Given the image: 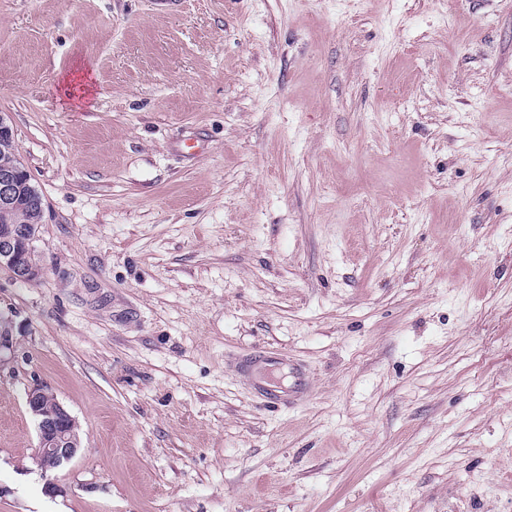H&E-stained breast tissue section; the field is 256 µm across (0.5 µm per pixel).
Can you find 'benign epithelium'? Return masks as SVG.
Instances as JSON below:
<instances>
[{"label":"benign epithelium","mask_w":512,"mask_h":512,"mask_svg":"<svg viewBox=\"0 0 512 512\" xmlns=\"http://www.w3.org/2000/svg\"><path fill=\"white\" fill-rule=\"evenodd\" d=\"M18 199L10 184L0 186V210H12ZM37 229L36 224H9L0 229V268H7L22 282L36 280L41 272L33 249ZM26 407L37 427L38 444L33 461L52 489L54 483L48 474L74 458L82 448L80 426L56 394L42 383L28 389Z\"/></svg>","instance_id":"obj_1"}]
</instances>
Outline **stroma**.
Masks as SVG:
<instances>
[{
    "instance_id": "1",
    "label": "stroma",
    "mask_w": 512,
    "mask_h": 512,
    "mask_svg": "<svg viewBox=\"0 0 512 512\" xmlns=\"http://www.w3.org/2000/svg\"><path fill=\"white\" fill-rule=\"evenodd\" d=\"M0 113V512H512V0H0ZM7 119L4 117V114H0V138L6 139L4 141H0V179L11 178L14 177L15 167L17 165H22L21 162L16 157L15 152V139H7L10 138L13 134V128L11 129L6 124ZM15 176L23 181H28L30 175L26 171V169L17 168L15 171ZM11 186L4 183L0 187V210L3 212L18 204L19 195ZM25 187L22 192L26 199L20 201L19 207L5 214L0 212V225L7 224L0 229V268H7L16 280L32 282L41 272L32 246L41 218L39 206ZM282 360L283 358L279 357L276 353L257 350L241 361L240 370L251 373L260 368L269 369L267 367L276 365ZM26 407L37 427L38 444L33 461L50 482L48 474L74 458L82 448L80 426L56 394L42 383H34L28 389Z\"/></svg>"
}]
</instances>
